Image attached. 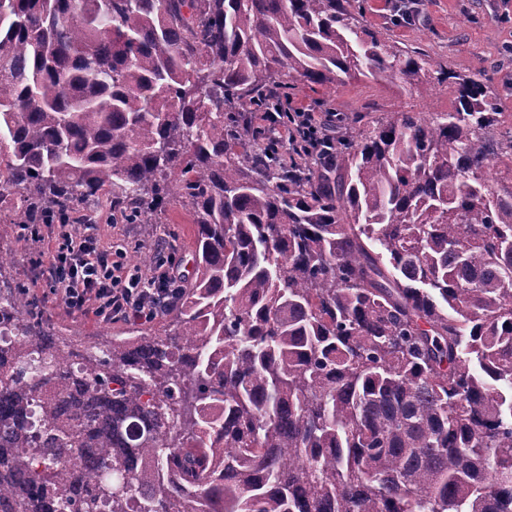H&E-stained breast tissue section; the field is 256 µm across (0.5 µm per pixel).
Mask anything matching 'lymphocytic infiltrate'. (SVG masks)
<instances>
[{"mask_svg":"<svg viewBox=\"0 0 512 512\" xmlns=\"http://www.w3.org/2000/svg\"><path fill=\"white\" fill-rule=\"evenodd\" d=\"M252 119L259 129L273 133L276 146L286 147L289 162L305 153L300 134L310 130L319 134L331 131L336 115L310 108L304 102L286 100L281 105L255 110ZM52 231L46 252L38 261L41 285L68 312L94 317L102 322L117 320L149 321L169 305L170 287L178 283L179 273L165 260L166 245L156 251L159 260L149 273L129 268L120 251L101 246L94 224L73 231L71 224H26L22 235L41 240Z\"/></svg>","mask_w":512,"mask_h":512,"instance_id":"lymphocytic-infiltrate-1","label":"lymphocytic infiltrate"}]
</instances>
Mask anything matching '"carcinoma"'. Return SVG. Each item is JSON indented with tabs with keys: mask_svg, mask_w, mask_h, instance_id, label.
Wrapping results in <instances>:
<instances>
[{
	"mask_svg": "<svg viewBox=\"0 0 512 512\" xmlns=\"http://www.w3.org/2000/svg\"><path fill=\"white\" fill-rule=\"evenodd\" d=\"M372 77L289 165L248 109ZM497 98L350 0H0V199L197 226L162 336L67 340L0 289V512H512V193ZM295 97L312 107V103L324 98L333 112H318V109L292 99L279 106L252 112L253 122L263 133L278 135L269 137V141L277 147L287 146L288 161L291 163L307 154L305 145L300 141L301 131H314L325 138L324 133L333 131L336 123L358 129L373 124L385 112L413 111L432 115L452 111L455 102L454 88L448 84L436 88L429 95H419L415 91H404L381 80L364 77L327 89L318 88V94L299 85ZM336 114L340 115L337 119Z\"/></svg>",
	"mask_w": 512,
	"mask_h": 512,
	"instance_id": "1",
	"label": "carcinoma"
}]
</instances>
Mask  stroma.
<instances>
[{
  "mask_svg": "<svg viewBox=\"0 0 512 512\" xmlns=\"http://www.w3.org/2000/svg\"><path fill=\"white\" fill-rule=\"evenodd\" d=\"M399 3L411 9L410 22H396L395 6ZM363 7L368 26L382 38L425 53L455 74L469 76L483 70L485 82L498 98L499 112L486 140L496 145L502 134L512 131V56L504 51L505 46L512 45V0H363ZM296 96L308 104L325 99L339 124L357 129L388 112L432 115L452 111L455 102L454 89L447 85L421 95L364 77L316 93L300 88ZM10 216L6 205L0 204V250L14 257L11 266L0 270V280L40 292L34 260L42 245L23 239L18 226L9 225ZM97 222L102 242L123 249L129 267L142 268V255L153 253L157 235L164 234L176 245L175 266L190 272L195 228L184 206H171L161 225L116 221L105 208L99 211ZM46 317L51 323L100 342L141 327L133 320L96 324L80 315L63 314L51 302L46 305Z\"/></svg>",
  "mask_w": 512,
  "mask_h": 512,
  "instance_id": "stroma-1",
  "label": "stroma"
}]
</instances>
